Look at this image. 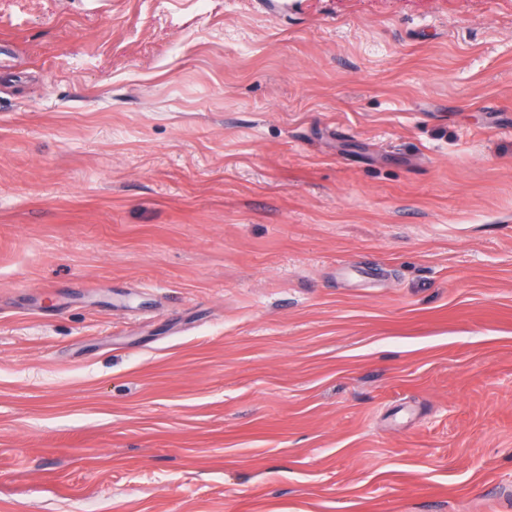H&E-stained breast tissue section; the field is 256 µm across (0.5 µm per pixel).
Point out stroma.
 I'll return each mask as SVG.
<instances>
[{"label": "stroma", "mask_w": 512, "mask_h": 512, "mask_svg": "<svg viewBox=\"0 0 512 512\" xmlns=\"http://www.w3.org/2000/svg\"><path fill=\"white\" fill-rule=\"evenodd\" d=\"M0 512H512V0H0Z\"/></svg>", "instance_id": "35a3bbf8"}]
</instances>
